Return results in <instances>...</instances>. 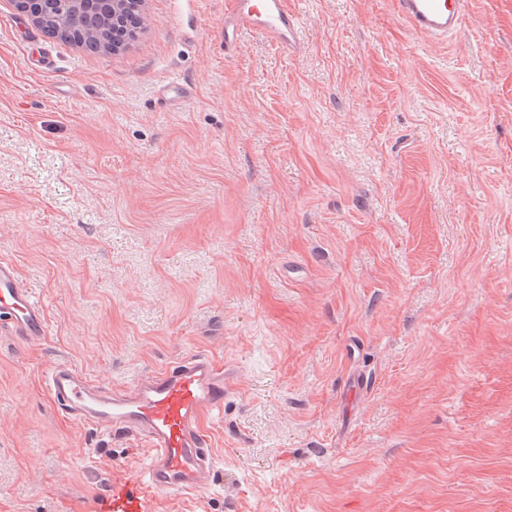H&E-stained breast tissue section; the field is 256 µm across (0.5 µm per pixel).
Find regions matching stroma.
<instances>
[{
  "mask_svg": "<svg viewBox=\"0 0 512 512\" xmlns=\"http://www.w3.org/2000/svg\"><path fill=\"white\" fill-rule=\"evenodd\" d=\"M288 2L300 51L228 55L226 0H145L115 54L0 0V258L49 330L0 332V512L140 491L144 442L69 420L47 365L123 388L195 351L237 376L218 462L145 512H512V0L443 42Z\"/></svg>",
  "mask_w": 512,
  "mask_h": 512,
  "instance_id": "35a3bbf8",
  "label": "stroma"
}]
</instances>
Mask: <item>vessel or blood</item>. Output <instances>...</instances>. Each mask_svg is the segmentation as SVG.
<instances>
[{
  "label": "vessel or blood",
  "instance_id": "1",
  "mask_svg": "<svg viewBox=\"0 0 512 512\" xmlns=\"http://www.w3.org/2000/svg\"><path fill=\"white\" fill-rule=\"evenodd\" d=\"M391 5L415 32L439 39L461 28L468 0H391ZM245 27L261 29L287 52L301 43L300 22L288 0H227L225 53L236 50ZM0 328L22 344L43 341L48 334L36 290L6 260H0ZM44 386L50 402L72 421L147 443L145 490L187 499L208 486L215 453L207 420L235 391L223 362L206 353L188 354L119 391L71 366L53 364L44 372Z\"/></svg>",
  "mask_w": 512,
  "mask_h": 512
}]
</instances>
